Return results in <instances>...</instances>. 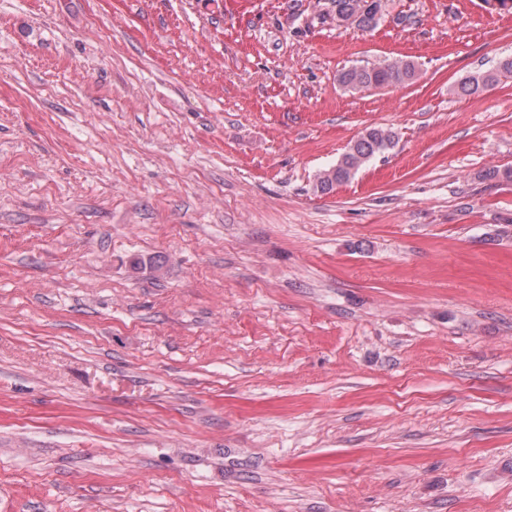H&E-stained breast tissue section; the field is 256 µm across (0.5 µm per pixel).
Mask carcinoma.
I'll list each match as a JSON object with an SVG mask.
<instances>
[{
  "instance_id": "obj_1",
  "label": "carcinoma",
  "mask_w": 512,
  "mask_h": 512,
  "mask_svg": "<svg viewBox=\"0 0 512 512\" xmlns=\"http://www.w3.org/2000/svg\"><path fill=\"white\" fill-rule=\"evenodd\" d=\"M336 20L361 30L375 28L384 12V0H333ZM416 67L411 61H387L372 66H352L338 75L339 84L356 93L372 87L402 84L412 80ZM512 75V55L500 59L495 68L477 71L454 87L458 95H472L493 86L502 75ZM395 135L389 129L371 128L348 147L337 163L321 171L315 180L314 191L328 194L342 183L350 181L357 171L372 159L384 155L394 143Z\"/></svg>"
}]
</instances>
